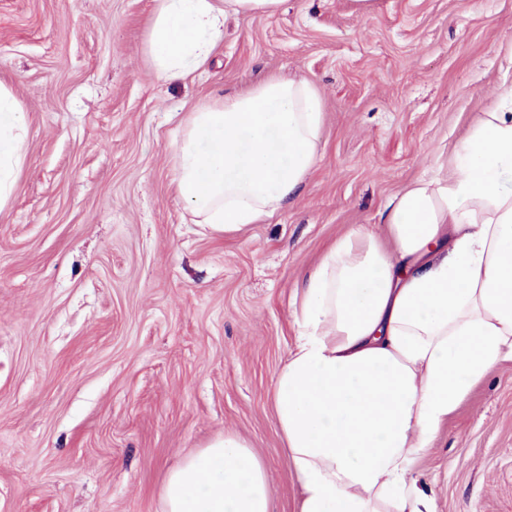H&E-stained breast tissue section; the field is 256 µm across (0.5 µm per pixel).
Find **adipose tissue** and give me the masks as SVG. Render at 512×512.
Instances as JSON below:
<instances>
[{
	"label": "adipose tissue",
	"mask_w": 512,
	"mask_h": 512,
	"mask_svg": "<svg viewBox=\"0 0 512 512\" xmlns=\"http://www.w3.org/2000/svg\"><path fill=\"white\" fill-rule=\"evenodd\" d=\"M284 0H153L144 60L167 84L213 61L234 14ZM174 184L196 223L235 233L299 196L319 160L323 99L269 75L179 122ZM25 114L0 80V209L26 160ZM381 230L338 237L294 306L297 341L272 388L298 512H432L418 478L473 388L512 360V92L391 196ZM249 443L228 432L172 466L163 512H271Z\"/></svg>",
	"instance_id": "obj_1"
}]
</instances>
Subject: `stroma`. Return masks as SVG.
Returning <instances> with one entry per match:
<instances>
[{
    "label": "stroma",
    "mask_w": 512,
    "mask_h": 512,
    "mask_svg": "<svg viewBox=\"0 0 512 512\" xmlns=\"http://www.w3.org/2000/svg\"><path fill=\"white\" fill-rule=\"evenodd\" d=\"M152 0H0L27 161L0 210V512H162L167 465L233 431L298 512L270 390L325 249L512 91V0H285L232 15L208 72L157 81ZM271 73L324 100L300 196L246 231L195 224L179 117ZM434 512H512V361L421 464Z\"/></svg>",
    "instance_id": "35a3bbf8"
}]
</instances>
